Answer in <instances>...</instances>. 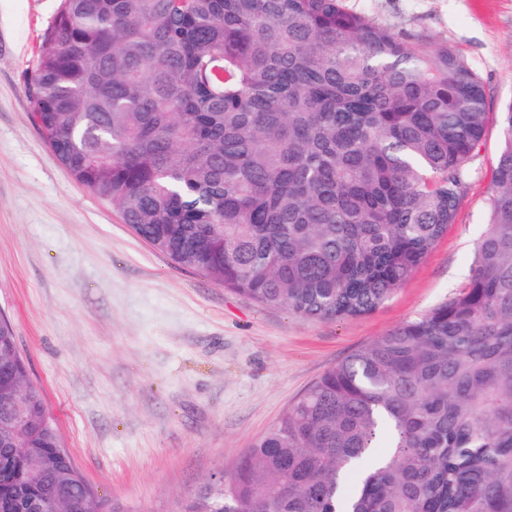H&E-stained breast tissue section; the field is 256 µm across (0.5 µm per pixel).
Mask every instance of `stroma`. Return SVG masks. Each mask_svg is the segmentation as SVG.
<instances>
[{
  "mask_svg": "<svg viewBox=\"0 0 512 512\" xmlns=\"http://www.w3.org/2000/svg\"><path fill=\"white\" fill-rule=\"evenodd\" d=\"M60 0H0V315L66 450L113 512H181L326 370L469 281L512 101V0H346L452 47L488 93L455 220L374 312L311 320L156 252L46 145L27 80Z\"/></svg>",
  "mask_w": 512,
  "mask_h": 512,
  "instance_id": "obj_1",
  "label": "stroma"
}]
</instances>
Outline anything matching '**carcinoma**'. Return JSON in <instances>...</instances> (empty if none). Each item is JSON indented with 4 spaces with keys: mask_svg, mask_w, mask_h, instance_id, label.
Returning a JSON list of instances; mask_svg holds the SVG:
<instances>
[{
    "mask_svg": "<svg viewBox=\"0 0 512 512\" xmlns=\"http://www.w3.org/2000/svg\"><path fill=\"white\" fill-rule=\"evenodd\" d=\"M28 91L52 152L154 250L312 320L407 282L488 112L453 49L345 0H61ZM499 124L468 284L324 372L182 512H512V103ZM4 383L0 512H66L60 485L103 512L1 319Z\"/></svg>",
    "mask_w": 512,
    "mask_h": 512,
    "instance_id": "1",
    "label": "carcinoma"
}]
</instances>
